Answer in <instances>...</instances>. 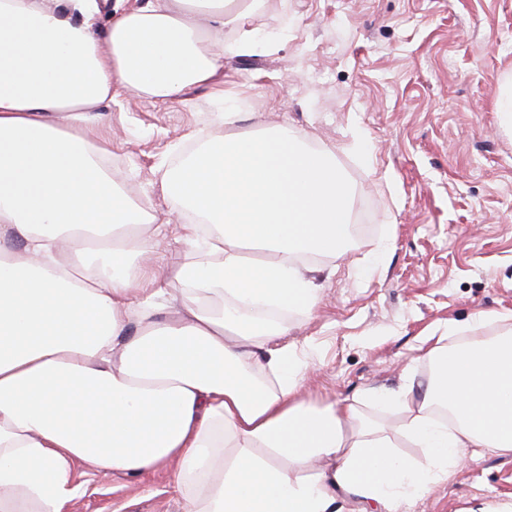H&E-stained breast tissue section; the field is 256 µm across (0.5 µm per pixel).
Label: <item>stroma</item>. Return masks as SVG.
Returning <instances> with one entry per match:
<instances>
[{
	"label": "stroma",
	"mask_w": 512,
	"mask_h": 512,
	"mask_svg": "<svg viewBox=\"0 0 512 512\" xmlns=\"http://www.w3.org/2000/svg\"><path fill=\"white\" fill-rule=\"evenodd\" d=\"M247 26L281 40L225 54L218 87L250 117L285 123L310 147L331 148L373 230L347 255L315 260L313 316L291 312V341L312 371L304 402L325 405L366 388L427 383L422 336L481 311L512 315V135L494 101L512 74V0H260ZM214 86V87H217ZM212 86L160 103L112 90L106 169L155 216L152 262L179 267L189 246L165 220L172 204L159 164L181 137L209 128ZM368 159L346 152L352 127ZM389 247L378 270V243ZM462 464L409 512H500L512 504V457L462 449ZM71 512H182L166 469L133 478L84 474Z\"/></svg>",
	"instance_id": "obj_1"
}]
</instances>
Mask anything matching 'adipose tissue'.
I'll list each match as a JSON object with an SVG mask.
<instances>
[{
	"instance_id": "obj_1",
	"label": "adipose tissue",
	"mask_w": 512,
	"mask_h": 512,
	"mask_svg": "<svg viewBox=\"0 0 512 512\" xmlns=\"http://www.w3.org/2000/svg\"><path fill=\"white\" fill-rule=\"evenodd\" d=\"M0 0V512H68L77 463L141 477L173 468L183 512H402L463 448L512 456V329L423 351L413 380L363 399L407 415L398 432L352 399L300 398L309 364L277 313L312 315L304 256L351 239L352 190L334 150L285 125L238 132L215 94L212 129L166 166L161 189L190 255L186 305L166 315L150 217L102 164L113 87L158 102L213 84L256 0H152L98 32L99 0ZM99 243L102 264L74 262ZM424 452L402 454L400 443Z\"/></svg>"
}]
</instances>
